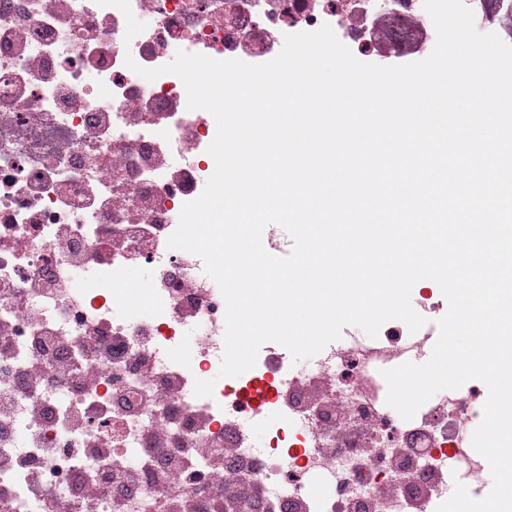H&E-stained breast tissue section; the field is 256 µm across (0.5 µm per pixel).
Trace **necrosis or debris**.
<instances>
[{
    "label": "necrosis or debris",
    "mask_w": 512,
    "mask_h": 512,
    "mask_svg": "<svg viewBox=\"0 0 512 512\" xmlns=\"http://www.w3.org/2000/svg\"><path fill=\"white\" fill-rule=\"evenodd\" d=\"M0 0V512H436L449 471L476 483L486 386L403 420L376 371L424 348L399 320L326 346L311 372L264 343L249 376L194 393L224 351L225 301L201 259L167 246L215 170L217 125L182 80L143 82L177 51L263 64L330 25L350 51L423 0ZM179 165H170V157ZM152 267L148 286L131 278ZM152 314L141 319L136 304ZM194 324L192 366L181 330ZM30 387H22V378ZM281 427L267 450L251 430Z\"/></svg>",
    "instance_id": "4bbe7bcc"
}]
</instances>
